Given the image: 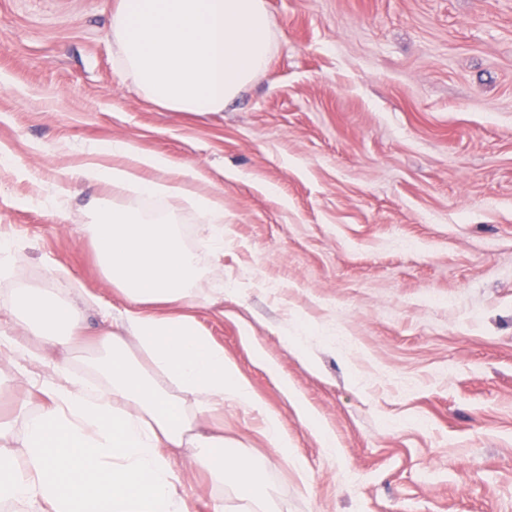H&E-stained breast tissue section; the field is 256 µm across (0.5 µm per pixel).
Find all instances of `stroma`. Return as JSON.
<instances>
[{
	"label": "stroma",
	"instance_id": "obj_1",
	"mask_svg": "<svg viewBox=\"0 0 512 512\" xmlns=\"http://www.w3.org/2000/svg\"><path fill=\"white\" fill-rule=\"evenodd\" d=\"M116 4L0 0V313L40 286L85 289L91 330L120 305L88 231L116 192L49 197L85 147L134 141L224 199L218 258L180 213L211 270L182 312L288 433L291 466L224 407L281 512H512V0H266L267 69L205 115L120 76ZM185 484L191 512L237 502Z\"/></svg>",
	"mask_w": 512,
	"mask_h": 512
}]
</instances>
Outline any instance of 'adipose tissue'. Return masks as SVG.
Masks as SVG:
<instances>
[{"instance_id":"ef3b65f1","label":"adipose tissue","mask_w":512,"mask_h":512,"mask_svg":"<svg viewBox=\"0 0 512 512\" xmlns=\"http://www.w3.org/2000/svg\"><path fill=\"white\" fill-rule=\"evenodd\" d=\"M111 163H103V156ZM156 179H147V172ZM204 176L193 165L172 169L168 159L125 140L89 150L66 168L52 188L66 196L73 183L132 190L162 198L159 211L134 202L102 209L90 233L99 265L122 299L105 304L93 346L83 356L90 379L71 375L68 359L51 375L33 376L45 351H70L82 330L74 305L58 289L23 290L13 313L0 316V360L13 363L28 384L18 404L24 432L12 450L10 427L0 424V503L19 512H190L177 458L188 453L196 468L230 486L239 512H276L264 470L235 450L220 429L203 420L234 401L263 414L272 453L291 462L288 435L266 415L235 364L179 307L195 299L205 275L185 243L176 213L189 204L210 224V248L224 250V201L201 191ZM43 403L27 413L31 392ZM199 396L188 407L186 395Z\"/></svg>"}]
</instances>
